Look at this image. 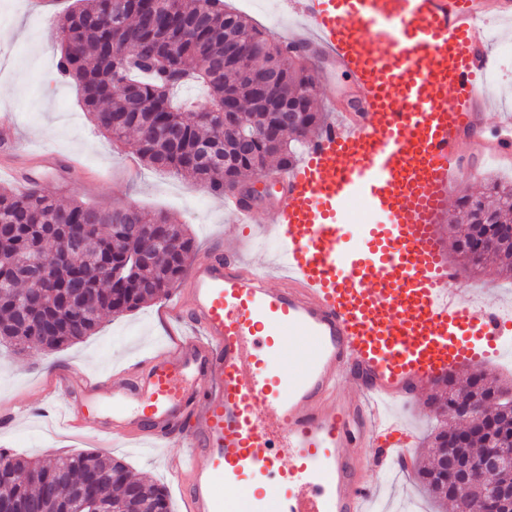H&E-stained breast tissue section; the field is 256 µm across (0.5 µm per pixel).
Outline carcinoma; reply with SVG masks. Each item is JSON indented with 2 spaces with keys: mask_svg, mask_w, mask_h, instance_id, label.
I'll list each match as a JSON object with an SVG mask.
<instances>
[{
  "mask_svg": "<svg viewBox=\"0 0 512 512\" xmlns=\"http://www.w3.org/2000/svg\"><path fill=\"white\" fill-rule=\"evenodd\" d=\"M61 43L57 71L73 79L80 103L97 129L128 147L148 166L190 177L212 193L237 192L240 176L274 161L287 169L298 162L312 134L327 125L315 101L314 63L288 51L245 16L224 8V0H74L54 21ZM275 64L280 77L266 86L269 98L299 113L297 123L269 139L265 130L280 122L255 100V84ZM137 90L136 98L124 85ZM199 84L206 102L173 100V90ZM247 108L233 123L251 135L249 151L225 144L232 164L197 161L195 147L224 125V104ZM463 233L454 237L464 256L490 225L512 226V185L489 183V196L457 197ZM128 224L147 229L131 237ZM0 345L56 350L95 334L102 318L131 312L167 295L184 277L195 241L162 212L135 207L107 209L81 200L62 204L45 195L36 179L24 191L0 186ZM143 255L142 263L128 257ZM42 261L38 275L26 265ZM512 272V243L485 251L465 269L486 261ZM506 391L481 370L456 387L450 375L430 402L433 412L462 417L471 403L487 406ZM512 448V421L488 414L465 448L448 447V427L433 436L429 463L415 479L439 499H462L467 512H485L489 488L448 491V469L479 459L488 444ZM101 496L102 512L130 506L172 512L165 488L131 475L120 459L99 452L21 458L0 448V512H83L80 494Z\"/></svg>",
  "mask_w": 512,
  "mask_h": 512,
  "instance_id": "cac0c4a2",
  "label": "carcinoma"
}]
</instances>
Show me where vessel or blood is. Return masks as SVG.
Wrapping results in <instances>:
<instances>
[{"instance_id":"1","label":"vessel or blood","mask_w":512,"mask_h":512,"mask_svg":"<svg viewBox=\"0 0 512 512\" xmlns=\"http://www.w3.org/2000/svg\"><path fill=\"white\" fill-rule=\"evenodd\" d=\"M283 5L288 47L339 64L357 107L278 173L267 223L224 199L281 260L214 247L191 261L170 346L118 376L58 375L64 429L179 439L181 512H369L366 469L408 461L414 440L388 405L484 366L512 332V309L467 296L441 231L464 155L512 165V137H473L501 107L487 24L512 20V0ZM356 203L375 221L348 250Z\"/></svg>"}]
</instances>
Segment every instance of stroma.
<instances>
[{"label":"stroma","mask_w":512,"mask_h":512,"mask_svg":"<svg viewBox=\"0 0 512 512\" xmlns=\"http://www.w3.org/2000/svg\"><path fill=\"white\" fill-rule=\"evenodd\" d=\"M73 0H53L44 9L41 0H0V115L21 140L25 154L15 160L18 174L38 175L42 189L62 202L73 199L106 208L137 206L160 211L188 227L198 252L212 244L237 250L241 238L232 231L222 197L192 179L158 172L146 166L130 149L113 146L100 134L79 106L76 83L58 76L59 53L48 32L55 18ZM491 52L497 65L491 89L499 101L512 104V33L495 31ZM50 150L78 159L86 170L89 188H62L55 172L33 165L36 152ZM474 298L490 304L512 302V277L487 264L467 281ZM186 288L178 283L168 296L119 317L107 316L100 329L81 342L49 351L27 349L17 354L0 346V408L17 409L23 396L41 400L52 394L57 367L71 366L88 374L115 373L162 350L169 341L168 323L160 311L179 302ZM429 391L391 407L413 432L409 450L413 459L430 454L429 437L436 419L427 405ZM0 448L25 457L46 453H78L87 440L61 429L54 420L32 414L8 427H0ZM179 448H147L122 443L111 454L122 459L131 473L146 482L169 487L168 458ZM377 488L371 512H437L433 500L411 473L390 466L372 470Z\"/></svg>","instance_id":"stroma-1"}]
</instances>
